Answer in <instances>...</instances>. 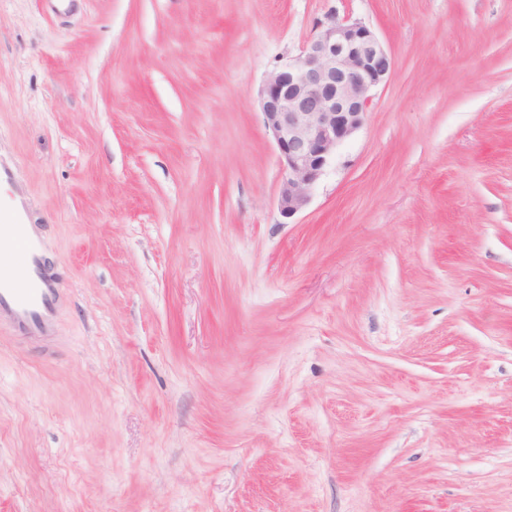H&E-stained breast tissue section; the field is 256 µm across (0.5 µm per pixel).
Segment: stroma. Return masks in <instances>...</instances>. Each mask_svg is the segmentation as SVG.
Listing matches in <instances>:
<instances>
[{
	"label": "stroma",
	"instance_id": "obj_1",
	"mask_svg": "<svg viewBox=\"0 0 512 512\" xmlns=\"http://www.w3.org/2000/svg\"><path fill=\"white\" fill-rule=\"evenodd\" d=\"M394 62L292 223L258 97L329 17ZM0 512H512V0H0ZM25 209L0 208V262L9 264L11 276L0 278V322L21 336L44 342L49 348L55 336V314L62 299L59 280L42 255V242L25 224Z\"/></svg>",
	"mask_w": 512,
	"mask_h": 512
}]
</instances>
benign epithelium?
<instances>
[{"instance_id": "1", "label": "benign epithelium", "mask_w": 512, "mask_h": 512, "mask_svg": "<svg viewBox=\"0 0 512 512\" xmlns=\"http://www.w3.org/2000/svg\"><path fill=\"white\" fill-rule=\"evenodd\" d=\"M393 60L377 34L358 21L327 19L300 53L269 72L259 92L265 128L278 152L280 216L290 221L338 148L365 124L375 88Z\"/></svg>"}]
</instances>
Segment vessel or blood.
Wrapping results in <instances>:
<instances>
[{"instance_id":"vessel-or-blood-1","label":"vessel or blood","mask_w":512,"mask_h":512,"mask_svg":"<svg viewBox=\"0 0 512 512\" xmlns=\"http://www.w3.org/2000/svg\"><path fill=\"white\" fill-rule=\"evenodd\" d=\"M25 216L17 206L0 210V262L12 268L11 276L0 278V322L22 336L49 344L54 340L62 290Z\"/></svg>"}]
</instances>
